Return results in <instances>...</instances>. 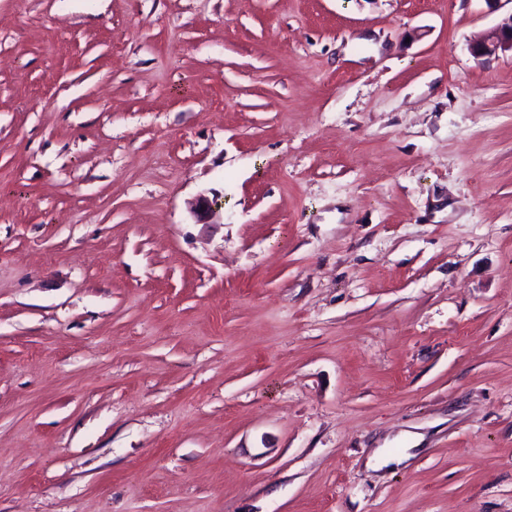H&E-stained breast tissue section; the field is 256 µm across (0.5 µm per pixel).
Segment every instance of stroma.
Returning a JSON list of instances; mask_svg holds the SVG:
<instances>
[{
  "label": "stroma",
  "mask_w": 512,
  "mask_h": 512,
  "mask_svg": "<svg viewBox=\"0 0 512 512\" xmlns=\"http://www.w3.org/2000/svg\"><path fill=\"white\" fill-rule=\"evenodd\" d=\"M502 16L0 0V512H512ZM507 51L512 53V6L510 13L502 18L495 29L470 45V52L475 57L496 55Z\"/></svg>",
  "instance_id": "obj_1"
}]
</instances>
